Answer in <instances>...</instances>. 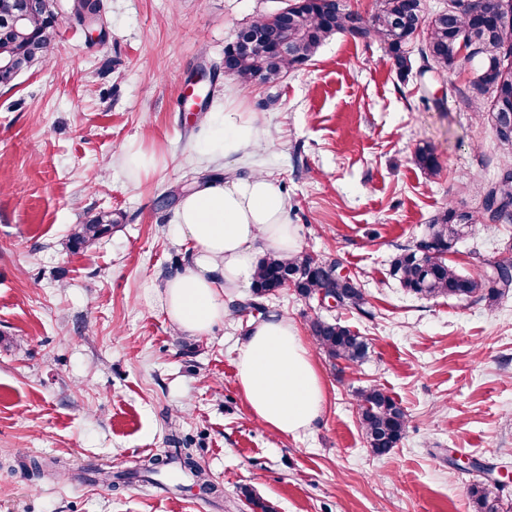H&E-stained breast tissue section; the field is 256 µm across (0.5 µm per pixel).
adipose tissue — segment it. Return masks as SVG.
<instances>
[{"instance_id":"adipose-tissue-1","label":"adipose tissue","mask_w":512,"mask_h":512,"mask_svg":"<svg viewBox=\"0 0 512 512\" xmlns=\"http://www.w3.org/2000/svg\"><path fill=\"white\" fill-rule=\"evenodd\" d=\"M263 135L247 113L228 109L212 116L202 158L218 160L256 146ZM175 235L189 242L190 263L163 283L164 312L176 329L209 335L224 318V300L251 285L261 252L296 253L298 233L276 180L252 172L227 173L184 193ZM236 379L252 416L283 436H298L324 409L321 378L310 350L285 316L257 323L240 345Z\"/></svg>"}]
</instances>
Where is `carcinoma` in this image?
Listing matches in <instances>:
<instances>
[{
	"label": "carcinoma",
	"mask_w": 512,
	"mask_h": 512,
	"mask_svg": "<svg viewBox=\"0 0 512 512\" xmlns=\"http://www.w3.org/2000/svg\"><path fill=\"white\" fill-rule=\"evenodd\" d=\"M34 4L23 21L9 26L0 24V59L12 61L7 66L0 64V86L13 85L21 68L46 61L53 52L59 30L52 0H34ZM98 11L100 0L73 2V15L79 23L84 17L96 23L94 13ZM420 31L425 37L419 55L427 69L445 77L465 64L474 65V77L468 87L461 89L450 80L448 92L457 94L481 116L486 110L512 112V19L505 18L495 0H469L429 18L424 17L423 0H377L374 14L364 24L344 6L332 7L326 0H306L300 16L289 20L286 26H271L261 17L245 27V32L259 36L262 44L250 50H234L232 79L243 87L256 80L274 86L289 70L310 61L328 38L348 34L354 38H376L393 60L397 76L404 81L412 72L408 46ZM463 41L472 49L466 57L459 54ZM282 43L286 47L283 55L277 51ZM416 159L429 174L439 173L440 166L430 146L419 147ZM507 184L512 185V168L505 169L483 192L482 218L512 223V194L504 190ZM476 222L473 212L450 206L428 225L427 238L436 249L447 251ZM111 227L112 212L101 211L87 222L73 226L69 247H85ZM498 267L501 283H493L488 276L476 280L442 259L421 260L412 247L406 246L392 260L390 275L407 291L427 299L478 294L492 304L512 290V276L508 274L512 261L502 260ZM280 288H293L304 298H316L324 291L335 296L339 306L361 312L366 304L361 289L350 277L340 274L336 261L300 251L289 259L266 255L257 268L250 301L239 308L262 314L264 299ZM310 333L313 343L331 361L357 365L367 354L365 337L338 321L316 319L310 324ZM357 413L366 442L376 456L390 453L407 433L406 412L382 388L361 390ZM172 467L185 476L200 475L188 448L152 456L140 464L139 470L157 475Z\"/></svg>",
	"instance_id": "carcinoma-1"
}]
</instances>
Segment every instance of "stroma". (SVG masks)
<instances>
[{"instance_id":"obj_1","label":"stroma","mask_w":512,"mask_h":512,"mask_svg":"<svg viewBox=\"0 0 512 512\" xmlns=\"http://www.w3.org/2000/svg\"><path fill=\"white\" fill-rule=\"evenodd\" d=\"M105 34L55 0L49 60L0 88V512H479L482 486L512 512V482L456 467L477 457L512 471V292L426 299L389 274L399 248L454 205L479 210L505 162L490 118L435 81H400L378 40L335 35L281 83L219 78L208 111L187 92L198 63H222L238 30L281 0H100ZM237 104L271 134L245 155L210 164L196 144L212 113ZM155 170L123 167L131 144ZM430 145L441 171L416 163ZM267 172L288 201L301 250L340 262L364 311L320 308L283 288L267 312L300 336L314 319L365 336L366 359L331 362L312 350L324 413L297 437L254 421L236 382L237 348L258 313L227 309L209 335L174 330L159 288L183 269L170 190L204 170ZM111 212V230L73 250V225ZM512 256V223L476 224L449 263L483 279ZM386 390L409 416L384 457L368 448L358 392ZM189 443L217 486L151 485L132 472ZM44 462L43 472L31 467ZM125 474L109 486L97 470ZM253 496L245 498L241 490Z\"/></svg>"}]
</instances>
